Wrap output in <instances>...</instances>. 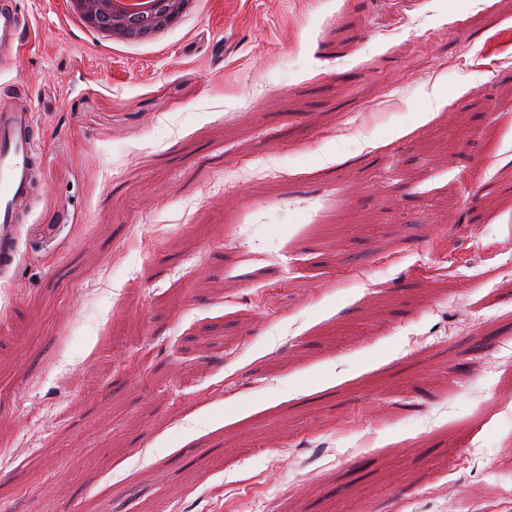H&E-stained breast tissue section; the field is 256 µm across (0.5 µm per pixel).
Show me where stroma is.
I'll return each mask as SVG.
<instances>
[{
  "instance_id": "obj_1",
  "label": "stroma",
  "mask_w": 512,
  "mask_h": 512,
  "mask_svg": "<svg viewBox=\"0 0 512 512\" xmlns=\"http://www.w3.org/2000/svg\"><path fill=\"white\" fill-rule=\"evenodd\" d=\"M20 5L0 512L511 503L512 0ZM109 0H74L75 10L85 20L104 16L108 10ZM110 24L109 17L96 19L93 25L99 30H105ZM161 0H111V15H121L133 26L153 16L161 6ZM163 13L155 20L157 32L167 28L172 22L179 19L190 7V0H164ZM29 105L0 108V274L16 263L26 203L36 194L41 171L35 162L39 138Z\"/></svg>"
}]
</instances>
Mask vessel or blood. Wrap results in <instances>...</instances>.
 <instances>
[{
	"label": "vessel or blood",
	"mask_w": 512,
	"mask_h": 512,
	"mask_svg": "<svg viewBox=\"0 0 512 512\" xmlns=\"http://www.w3.org/2000/svg\"><path fill=\"white\" fill-rule=\"evenodd\" d=\"M23 16L18 0H0V54H19ZM31 105L0 108V274L16 263L26 203L36 194L41 171L35 161L39 138Z\"/></svg>",
	"instance_id": "b4317fda"
}]
</instances>
